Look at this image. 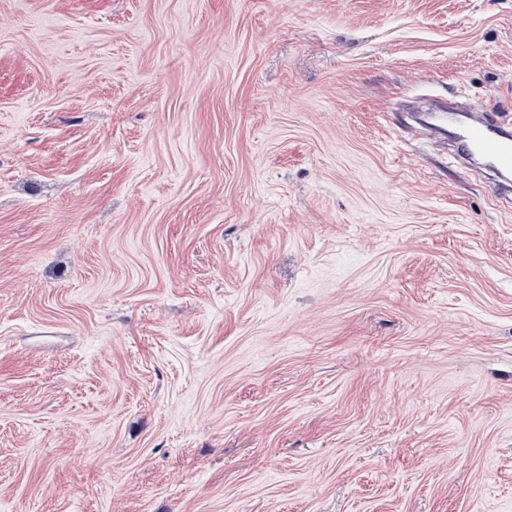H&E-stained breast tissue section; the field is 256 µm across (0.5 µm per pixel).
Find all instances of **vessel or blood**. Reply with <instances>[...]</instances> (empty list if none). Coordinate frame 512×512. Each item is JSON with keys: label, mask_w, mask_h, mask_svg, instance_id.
Returning a JSON list of instances; mask_svg holds the SVG:
<instances>
[{"label": "vessel or blood", "mask_w": 512, "mask_h": 512, "mask_svg": "<svg viewBox=\"0 0 512 512\" xmlns=\"http://www.w3.org/2000/svg\"><path fill=\"white\" fill-rule=\"evenodd\" d=\"M421 122L439 144L456 139L452 152L460 167L481 166L489 175L492 194L502 202L512 201V114L488 111L482 102L470 99L422 113Z\"/></svg>", "instance_id": "obj_1"}]
</instances>
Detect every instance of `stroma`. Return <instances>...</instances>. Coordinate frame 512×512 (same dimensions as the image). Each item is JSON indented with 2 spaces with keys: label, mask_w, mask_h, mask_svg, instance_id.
<instances>
[{
  "label": "stroma",
  "mask_w": 512,
  "mask_h": 512,
  "mask_svg": "<svg viewBox=\"0 0 512 512\" xmlns=\"http://www.w3.org/2000/svg\"><path fill=\"white\" fill-rule=\"evenodd\" d=\"M460 95L512 0H0V512H512Z\"/></svg>",
  "instance_id": "stroma-1"
}]
</instances>
